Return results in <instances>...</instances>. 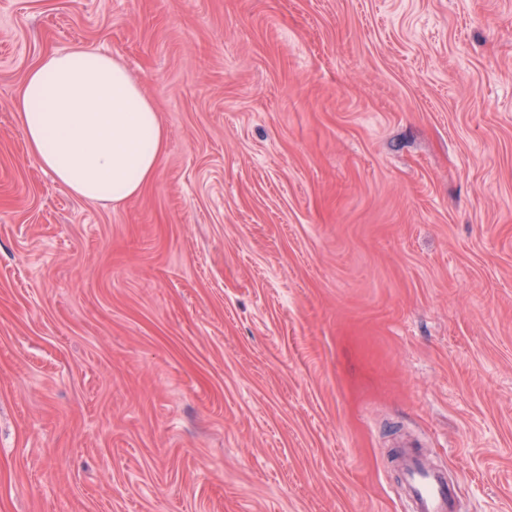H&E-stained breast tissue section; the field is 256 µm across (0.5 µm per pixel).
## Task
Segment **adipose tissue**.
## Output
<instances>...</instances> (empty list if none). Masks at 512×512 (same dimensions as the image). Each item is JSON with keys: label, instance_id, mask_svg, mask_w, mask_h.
Returning a JSON list of instances; mask_svg holds the SVG:
<instances>
[{"label": "adipose tissue", "instance_id": "obj_1", "mask_svg": "<svg viewBox=\"0 0 512 512\" xmlns=\"http://www.w3.org/2000/svg\"><path fill=\"white\" fill-rule=\"evenodd\" d=\"M29 153L68 192L121 205L156 175L166 133L151 101L112 56L75 48L28 72L19 103Z\"/></svg>", "mask_w": 512, "mask_h": 512}]
</instances>
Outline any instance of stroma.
<instances>
[{"instance_id":"1","label":"stroma","mask_w":512,"mask_h":512,"mask_svg":"<svg viewBox=\"0 0 512 512\" xmlns=\"http://www.w3.org/2000/svg\"><path fill=\"white\" fill-rule=\"evenodd\" d=\"M166 129L103 207L27 71ZM512 512V0H0V512H407L400 436ZM29 153L68 192L121 205L156 175L166 142L151 101L97 50L51 53L28 72L19 103Z\"/></svg>"}]
</instances>
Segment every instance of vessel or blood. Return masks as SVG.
Returning a JSON list of instances; mask_svg holds the SVG:
<instances>
[{"label":"vessel or blood","mask_w":512,"mask_h":512,"mask_svg":"<svg viewBox=\"0 0 512 512\" xmlns=\"http://www.w3.org/2000/svg\"><path fill=\"white\" fill-rule=\"evenodd\" d=\"M410 512H461L462 504L455 485L421 455L418 447L404 443L400 453Z\"/></svg>","instance_id":"obj_1"}]
</instances>
